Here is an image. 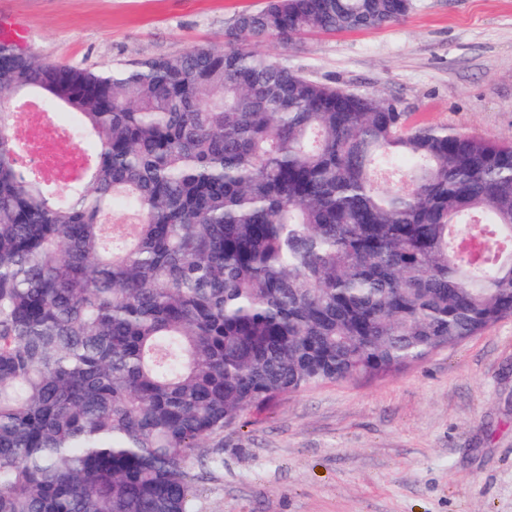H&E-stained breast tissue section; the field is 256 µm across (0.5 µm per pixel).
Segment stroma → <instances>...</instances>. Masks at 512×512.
<instances>
[{"mask_svg":"<svg viewBox=\"0 0 512 512\" xmlns=\"http://www.w3.org/2000/svg\"><path fill=\"white\" fill-rule=\"evenodd\" d=\"M265 0H0L28 51L94 68L220 46ZM285 56L413 121L512 138V0H412L375 30L310 31ZM196 512H512V318L399 373L324 383L225 432Z\"/></svg>","mask_w":512,"mask_h":512,"instance_id":"obj_1","label":"stroma"}]
</instances>
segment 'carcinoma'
I'll use <instances>...</instances> for the list:
<instances>
[{
  "mask_svg": "<svg viewBox=\"0 0 512 512\" xmlns=\"http://www.w3.org/2000/svg\"><path fill=\"white\" fill-rule=\"evenodd\" d=\"M410 7L266 0L222 47L97 69L0 42V102L67 110L87 163L22 169L0 112V512H194L250 412L512 317V141L253 50Z\"/></svg>",
  "mask_w": 512,
  "mask_h": 512,
  "instance_id": "carcinoma-1",
  "label": "carcinoma"
}]
</instances>
